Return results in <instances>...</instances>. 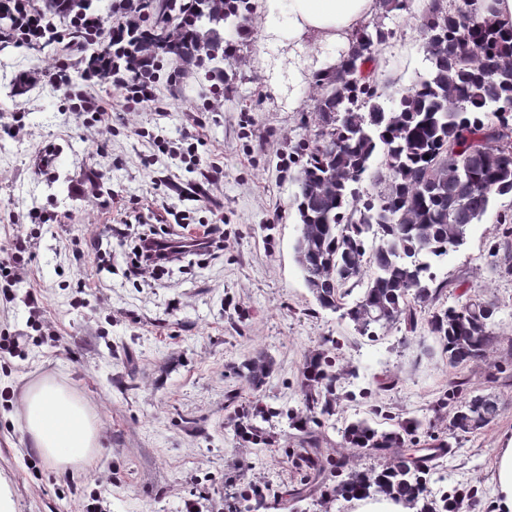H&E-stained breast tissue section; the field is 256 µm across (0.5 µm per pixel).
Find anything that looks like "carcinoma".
Instances as JSON below:
<instances>
[{"mask_svg":"<svg viewBox=\"0 0 512 512\" xmlns=\"http://www.w3.org/2000/svg\"><path fill=\"white\" fill-rule=\"evenodd\" d=\"M473 2L428 0L420 30L429 69L394 108L385 105L368 69L373 48L395 34L383 23L358 30L332 68L311 76L319 92L316 130L297 150L303 162L294 177L301 225L295 260L317 304L342 311L371 340L376 330L397 324L416 331L417 310L432 305L442 290L432 287L431 262L463 244L469 225L481 220L494 197L512 194V30L496 26L492 5L479 14ZM249 11V0H204L181 25L183 62L224 60V27L243 28ZM365 180L384 192L361 200L354 185ZM370 238L379 244L369 253ZM363 282L360 296L347 302ZM496 323L497 307L484 299L439 308L428 321L451 365L486 359L497 341ZM273 366L257 351L239 375L258 388ZM352 375L318 351L302 373V407L261 410L291 420L305 448L296 466L316 480L323 458L339 449L323 447L325 437L312 425L335 414L340 381ZM497 413L495 398L474 396L455 408L449 430L475 432ZM418 427L413 418L392 430L365 419L347 425L345 443L391 458L379 473L352 475L343 490L417 501L429 462L407 444Z\"/></svg>","mask_w":512,"mask_h":512,"instance_id":"obj_1","label":"carcinoma"}]
</instances>
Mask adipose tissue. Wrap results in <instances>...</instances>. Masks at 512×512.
Listing matches in <instances>:
<instances>
[{
  "instance_id": "adipose-tissue-1",
  "label": "adipose tissue",
  "mask_w": 512,
  "mask_h": 512,
  "mask_svg": "<svg viewBox=\"0 0 512 512\" xmlns=\"http://www.w3.org/2000/svg\"><path fill=\"white\" fill-rule=\"evenodd\" d=\"M378 7V0H263L261 20L271 36L319 35L344 45ZM20 416L27 443L55 470L78 473L89 468L102 436L75 388L45 377L22 394Z\"/></svg>"
}]
</instances>
